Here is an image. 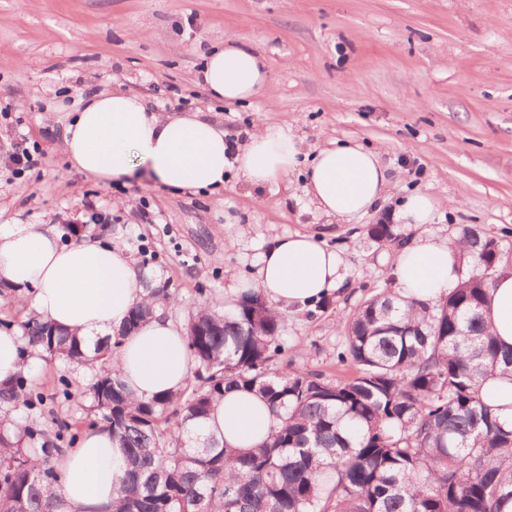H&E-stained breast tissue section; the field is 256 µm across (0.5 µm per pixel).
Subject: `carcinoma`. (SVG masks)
Listing matches in <instances>:
<instances>
[{
  "instance_id": "carcinoma-1",
  "label": "carcinoma",
  "mask_w": 512,
  "mask_h": 512,
  "mask_svg": "<svg viewBox=\"0 0 512 512\" xmlns=\"http://www.w3.org/2000/svg\"><path fill=\"white\" fill-rule=\"evenodd\" d=\"M97 238L106 224L70 232ZM383 243L398 239L375 224ZM470 269L433 303L375 294L347 325L339 362L354 377L275 363L284 351L280 317L260 295L220 313L203 308L186 324L192 368L185 385L138 400L112 370L124 337L169 288L131 310L125 330L87 344L34 315L20 324L19 354H47L92 373L94 418L124 448L125 476L112 512H504L512 503V418L484 399V386L512 377V350L499 346L483 305L501 262L494 239L462 229ZM251 391L273 425L255 448H227L202 433L224 388ZM43 393L16 374L0 383V512H60L59 459L78 428H52L31 414Z\"/></svg>"
}]
</instances>
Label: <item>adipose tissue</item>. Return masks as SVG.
Segmentation results:
<instances>
[{
    "instance_id": "ef3b65f1",
    "label": "adipose tissue",
    "mask_w": 512,
    "mask_h": 512,
    "mask_svg": "<svg viewBox=\"0 0 512 512\" xmlns=\"http://www.w3.org/2000/svg\"><path fill=\"white\" fill-rule=\"evenodd\" d=\"M210 96L245 101L270 94L264 58L230 34L201 71ZM219 121L201 111L156 112L138 96L99 93L85 101L64 131L71 169L111 182L140 178L162 191L223 188L233 171L249 184L273 185L303 171L304 190L324 216L344 221L368 213L386 198L391 176L378 153L358 144L329 143L307 157L300 140L278 125L251 134L227 156ZM465 249L459 241L407 240L387 275L399 295L432 302L462 279ZM146 275L124 249L82 235L61 243L51 224H0V282L16 287L20 306L87 340L113 334L131 307L146 300ZM345 262L309 233L279 238L263 253L245 289L276 308L305 311L343 283ZM500 345L512 348V273L498 276L484 306ZM135 397L182 387L190 372L184 331L162 312L126 339L113 361ZM272 417L256 395L225 393L205 423L230 448H252L269 434ZM61 494L76 512H112V491L122 476V452L110 432H87L62 462Z\"/></svg>"
}]
</instances>
